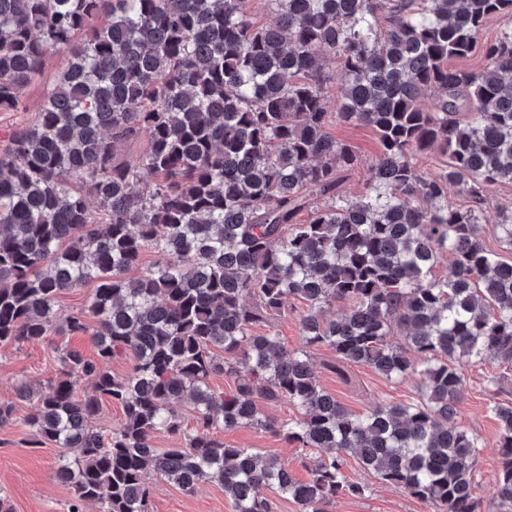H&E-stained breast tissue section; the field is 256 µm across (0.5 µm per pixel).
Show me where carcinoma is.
Instances as JSON below:
<instances>
[{
	"instance_id": "obj_1",
	"label": "carcinoma",
	"mask_w": 512,
	"mask_h": 512,
	"mask_svg": "<svg viewBox=\"0 0 512 512\" xmlns=\"http://www.w3.org/2000/svg\"><path fill=\"white\" fill-rule=\"evenodd\" d=\"M272 2L275 23L259 26L248 0H0V111L18 108L49 52L70 51L36 120L0 152V343L43 339L59 294L96 283V359L66 350L47 390L17 389L35 407L33 444L79 450L55 470L74 492L70 512L90 501L152 512L150 472L187 493L216 481L235 512H271L263 486L325 512L365 492L347 456L435 512H480L478 438L457 406L463 367L512 366V262L485 245L480 217L484 192L512 183V0ZM492 17L503 32L482 45L485 69L452 68ZM328 59L341 72L334 112ZM432 87L443 96L424 111ZM334 122L369 126L381 144L356 199L340 190L357 156L330 135ZM141 132L146 152L121 158ZM434 148L448 166L426 174L416 156ZM450 185L469 207L448 203ZM310 191L327 204L310 208ZM492 232L511 247L512 215ZM148 248L158 261L127 277ZM295 301L304 345L415 379L417 399L357 415L321 389L304 350L253 332ZM123 352L138 365L117 378L106 365ZM215 374L233 388L213 389ZM83 380L92 394H79ZM103 397L124 414L107 437L93 426ZM179 400L197 426L160 451L154 433L182 431ZM261 401L300 415L270 419ZM489 407L493 500L512 512V402ZM241 427L330 456L298 480L215 437Z\"/></svg>"
}]
</instances>
